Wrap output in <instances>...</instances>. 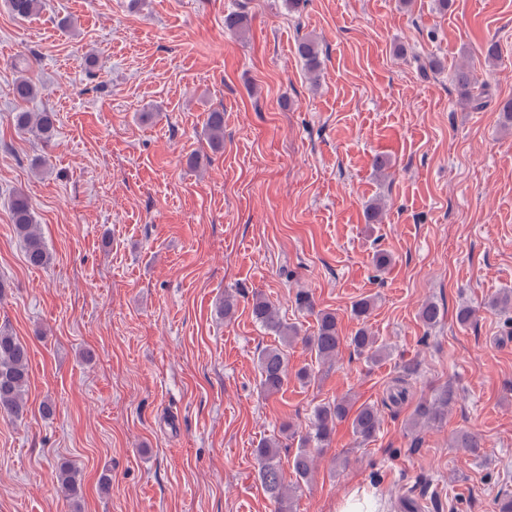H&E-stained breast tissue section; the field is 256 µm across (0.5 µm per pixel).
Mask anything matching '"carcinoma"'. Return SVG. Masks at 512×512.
<instances>
[{"instance_id":"carcinoma-1","label":"carcinoma","mask_w":512,"mask_h":512,"mask_svg":"<svg viewBox=\"0 0 512 512\" xmlns=\"http://www.w3.org/2000/svg\"><path fill=\"white\" fill-rule=\"evenodd\" d=\"M11 13L18 18L32 16L40 7L39 0H7ZM298 55L304 60L312 79H317L321 69L317 43L312 38L298 42ZM453 82L457 89L459 103L469 105L478 111L485 105L486 85L480 81L477 73L464 66L453 72ZM38 94L36 83L28 76L20 75L13 85V95L20 101H28ZM16 126L26 130L43 141H49L54 134L55 119L52 112H18L15 115ZM207 138L217 149L224 145V111L214 109L208 112L205 124ZM11 216L18 236L25 245L26 261L33 267L49 264L51 256L43 241L40 226L33 223L31 204L23 193L14 196ZM297 306L308 312L316 313L317 328L310 335H301L294 323L282 320L278 308L261 296L253 298L251 317L262 329L281 339V344L263 349L257 359L258 385L266 394H274L282 388L288 365L287 348L300 338L315 354L318 362H330L338 354L341 338L338 332L336 314L326 310H315L312 294L300 292L296 295ZM373 309V300L363 298L352 306L353 314L362 321V326L350 337V344L358 354L369 361H377L386 353V346L379 343L367 328V319ZM419 319L424 326L432 328L441 320L438 305L428 301L419 311ZM417 373V364L407 363L397 383L402 388L389 395V401L395 403L406 393L404 385ZM29 385V353L27 347L7 329L0 330V415L19 418L28 412L27 391ZM453 400V392L445 387L431 398L421 401L415 411L412 427L420 423L441 422L448 416V406ZM351 420L353 434L362 441L374 438L380 429L381 411L371 403H364L358 408L344 399L320 404L313 411L309 431L299 436L298 449L293 455L291 466L295 474V486L308 481L315 469V457L310 451L314 445L322 448L329 444L336 423ZM455 447L462 448L470 454H479L482 443L478 435L463 432L456 438ZM279 442L267 439L257 449L259 459L258 480L263 491L270 499L284 509L290 503L288 485L279 461ZM57 484L68 500L77 497L81 482L80 471L68 462H63L56 472Z\"/></svg>"}]
</instances>
